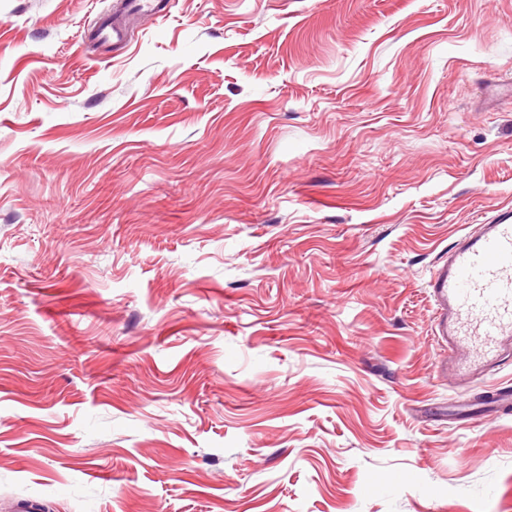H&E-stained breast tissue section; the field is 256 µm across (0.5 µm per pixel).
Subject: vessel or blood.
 Masks as SVG:
<instances>
[{"label":"vessel or blood","mask_w":512,"mask_h":512,"mask_svg":"<svg viewBox=\"0 0 512 512\" xmlns=\"http://www.w3.org/2000/svg\"><path fill=\"white\" fill-rule=\"evenodd\" d=\"M125 10L162 18L166 0H124ZM96 39L126 42L127 29L101 20ZM435 304V334L448 346L445 369L461 382L492 374L512 361V208L464 233L428 282Z\"/></svg>","instance_id":"1"}]
</instances>
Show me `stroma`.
I'll use <instances>...</instances> for the list:
<instances>
[{
	"label": "stroma",
	"mask_w": 512,
	"mask_h": 512,
	"mask_svg": "<svg viewBox=\"0 0 512 512\" xmlns=\"http://www.w3.org/2000/svg\"><path fill=\"white\" fill-rule=\"evenodd\" d=\"M112 3L0 0V512H512L427 288L512 206V0ZM122 6L142 18H163L169 12V3L165 0H125ZM95 34L97 41L103 45L125 43L128 37V31L122 24L115 21L112 23L105 18L98 24Z\"/></svg>",
	"instance_id": "35a3bbf8"
}]
</instances>
